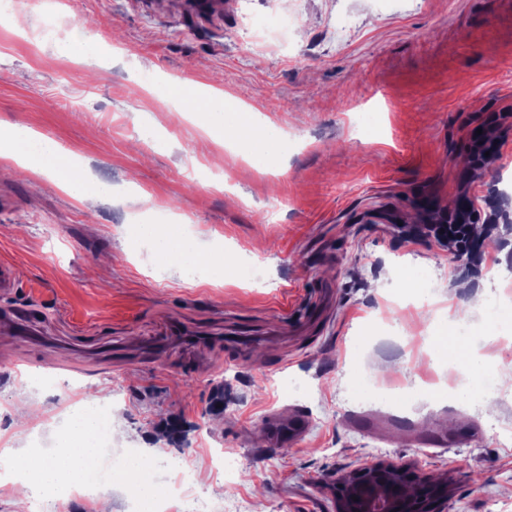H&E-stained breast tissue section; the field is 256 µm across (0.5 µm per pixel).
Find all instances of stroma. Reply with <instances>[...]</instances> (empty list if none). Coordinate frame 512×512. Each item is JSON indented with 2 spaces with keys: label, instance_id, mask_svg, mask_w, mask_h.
I'll return each instance as SVG.
<instances>
[{
  "label": "stroma",
  "instance_id": "stroma-1",
  "mask_svg": "<svg viewBox=\"0 0 512 512\" xmlns=\"http://www.w3.org/2000/svg\"><path fill=\"white\" fill-rule=\"evenodd\" d=\"M347 15L352 26L337 30ZM90 33L96 76L54 51ZM201 83L288 135L261 165L216 142L153 87ZM0 120L53 139L110 187L94 207L0 158V439L57 451L72 407L113 402L112 445L185 462L216 507L334 512L330 476L382 462L448 478V512H512V386L493 405L428 399L425 360L460 306L485 364L512 374V324L486 325L512 286V0H15L0 17ZM472 202L471 256L427 231ZM175 212L192 258L161 261L136 231ZM265 264L266 286L216 278L212 256ZM432 285L428 303L414 292ZM25 312L15 337L2 313ZM406 403L356 430L376 361ZM38 418L20 424V405ZM306 416L294 445L274 413ZM238 463L225 481L214 449ZM267 427L273 440H276L282 446H288V444L297 441L306 432L307 421L300 414L284 418L273 414L267 419Z\"/></svg>",
  "mask_w": 512,
  "mask_h": 512
}]
</instances>
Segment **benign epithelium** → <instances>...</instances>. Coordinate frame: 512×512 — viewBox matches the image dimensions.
Returning a JSON list of instances; mask_svg holds the SVG:
<instances>
[{"mask_svg":"<svg viewBox=\"0 0 512 512\" xmlns=\"http://www.w3.org/2000/svg\"><path fill=\"white\" fill-rule=\"evenodd\" d=\"M335 512H447L448 480L379 463L333 480Z\"/></svg>","mask_w":512,"mask_h":512,"instance_id":"obj_1","label":"benign epithelium"}]
</instances>
